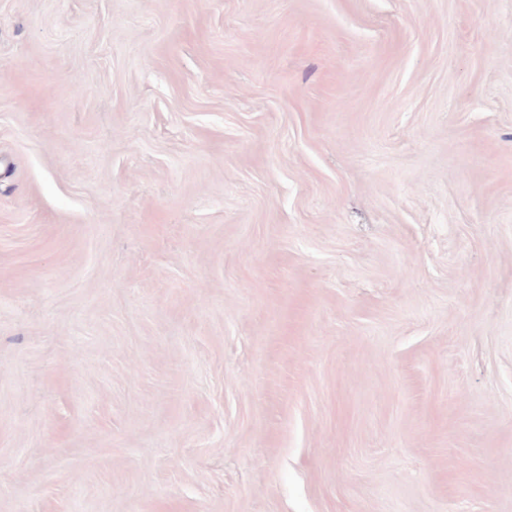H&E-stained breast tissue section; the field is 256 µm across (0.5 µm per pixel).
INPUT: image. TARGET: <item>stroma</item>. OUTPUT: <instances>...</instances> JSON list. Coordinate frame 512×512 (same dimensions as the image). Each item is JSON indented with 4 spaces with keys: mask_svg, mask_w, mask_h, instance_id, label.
<instances>
[{
    "mask_svg": "<svg viewBox=\"0 0 512 512\" xmlns=\"http://www.w3.org/2000/svg\"><path fill=\"white\" fill-rule=\"evenodd\" d=\"M0 512H512V0H0Z\"/></svg>",
    "mask_w": 512,
    "mask_h": 512,
    "instance_id": "obj_1",
    "label": "stroma"
}]
</instances>
